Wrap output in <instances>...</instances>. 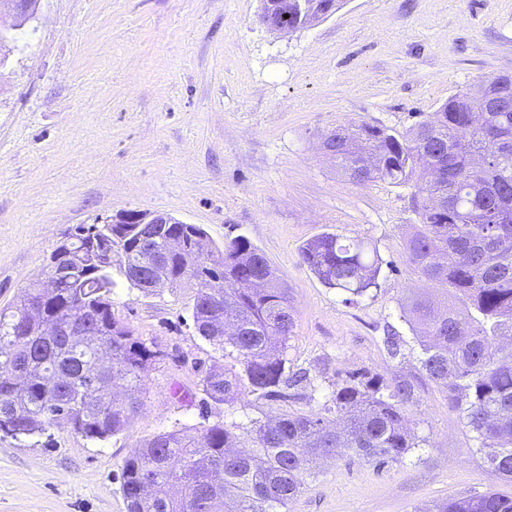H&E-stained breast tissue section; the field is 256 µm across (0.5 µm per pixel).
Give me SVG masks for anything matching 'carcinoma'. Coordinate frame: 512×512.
Returning <instances> with one entry per match:
<instances>
[{
  "mask_svg": "<svg viewBox=\"0 0 512 512\" xmlns=\"http://www.w3.org/2000/svg\"><path fill=\"white\" fill-rule=\"evenodd\" d=\"M276 22L296 30L322 21L341 0H269ZM481 100L459 92L406 133L362 123L338 126L327 155L350 182L414 184L416 222L406 240L410 264L460 306L428 299L402 306L419 335L421 370L448 390V404L475 433V452L512 480V81L487 82ZM97 229V248L83 231ZM175 236L201 259L189 270L165 252ZM69 272L51 293L31 285L0 309V426L18 438L67 427L91 440L123 432L142 404L144 375L158 357L112 315V256L146 291L153 268L169 288H189L196 333L231 365L214 366L202 391L216 404L242 394L277 401L298 377L286 374L293 328L288 291L264 254L236 236L219 249L196 224L79 225L64 251ZM327 287L363 296L378 287L381 259L371 243L324 232L301 250ZM83 319L92 336L68 330ZM411 387L350 376L325 396L323 411L283 412L251 421L252 445L231 451L237 425L163 431L122 468L127 512H283L313 476L317 458L383 465L418 447L406 426ZM336 416L331 420L330 416ZM178 485L181 497L169 495ZM436 512H512L496 492L447 500Z\"/></svg>",
  "mask_w": 512,
  "mask_h": 512,
  "instance_id": "obj_1",
  "label": "carcinoma"
}]
</instances>
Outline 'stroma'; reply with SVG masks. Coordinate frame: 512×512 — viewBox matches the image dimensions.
I'll return each instance as SVG.
<instances>
[{"instance_id": "stroma-1", "label": "stroma", "mask_w": 512, "mask_h": 512, "mask_svg": "<svg viewBox=\"0 0 512 512\" xmlns=\"http://www.w3.org/2000/svg\"><path fill=\"white\" fill-rule=\"evenodd\" d=\"M261 0H40L0 50V308L41 278L80 224L126 209L200 225L216 244L247 237L283 279L293 330L285 401L202 405L222 352L194 330L190 293L117 278L112 312L159 356L143 404L104 441L68 429L0 435V512H127L121 469L173 428L320 411L337 380L404 382L420 437L403 462L320 461L288 512H434L512 481L474 454L473 434L430 381L401 306L443 291L407 262L413 189L357 185L321 151L324 133L367 122L406 132L448 97L512 75V0H342L294 33L260 20ZM361 238L383 264L356 302L302 263L324 232Z\"/></svg>"}]
</instances>
